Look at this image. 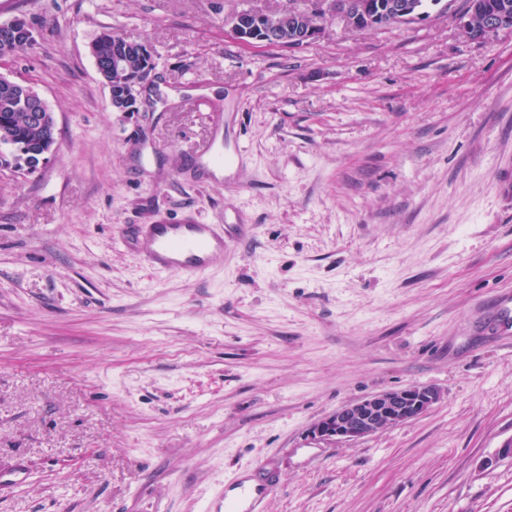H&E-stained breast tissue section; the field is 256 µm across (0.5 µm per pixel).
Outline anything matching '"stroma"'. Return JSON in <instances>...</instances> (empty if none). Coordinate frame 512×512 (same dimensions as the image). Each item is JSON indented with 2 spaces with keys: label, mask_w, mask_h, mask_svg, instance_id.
I'll return each mask as SVG.
<instances>
[{
  "label": "stroma",
  "mask_w": 512,
  "mask_h": 512,
  "mask_svg": "<svg viewBox=\"0 0 512 512\" xmlns=\"http://www.w3.org/2000/svg\"><path fill=\"white\" fill-rule=\"evenodd\" d=\"M287 0H0L33 40L0 75L57 144L0 166V512H222L263 463L266 512H512V31L455 14L305 49L249 47L226 15ZM147 42L140 109L89 52ZM201 88L209 110L182 109ZM221 111L218 179L190 147ZM194 213L224 259L146 267L123 225ZM411 384L423 416L351 442L313 425Z\"/></svg>",
  "instance_id": "1"
}]
</instances>
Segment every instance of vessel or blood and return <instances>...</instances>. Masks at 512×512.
I'll return each instance as SVG.
<instances>
[{
  "label": "vessel or blood",
  "mask_w": 512,
  "mask_h": 512,
  "mask_svg": "<svg viewBox=\"0 0 512 512\" xmlns=\"http://www.w3.org/2000/svg\"><path fill=\"white\" fill-rule=\"evenodd\" d=\"M195 157L206 162L228 165L230 156L216 148L211 139H203L192 148ZM142 262L157 272L175 271L195 277L223 259L228 242L217 224H202L194 217L182 222L164 220L143 224L124 232ZM277 489L276 481L265 474L263 465L246 467L224 483V512H264Z\"/></svg>",
  "instance_id": "b4317fda"
}]
</instances>
